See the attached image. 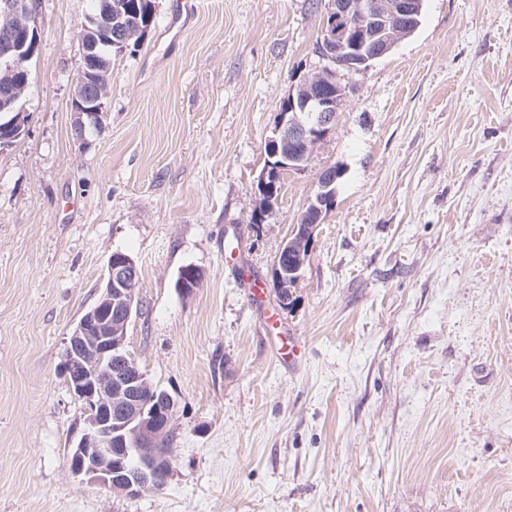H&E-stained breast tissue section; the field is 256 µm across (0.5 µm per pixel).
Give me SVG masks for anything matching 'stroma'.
I'll return each instance as SVG.
<instances>
[{
    "instance_id": "1",
    "label": "stroma",
    "mask_w": 512,
    "mask_h": 512,
    "mask_svg": "<svg viewBox=\"0 0 512 512\" xmlns=\"http://www.w3.org/2000/svg\"><path fill=\"white\" fill-rule=\"evenodd\" d=\"M34 2L26 131L0 148V512H512V0H424L412 35L344 73L259 225L322 8L194 0L176 37L156 0L82 140L90 0ZM327 167L336 201L284 310L275 256ZM116 252L140 270L128 347L177 403L172 474L135 497L72 471L85 412L62 370Z\"/></svg>"
}]
</instances>
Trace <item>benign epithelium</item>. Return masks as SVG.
<instances>
[{"label":"benign epithelium","mask_w":512,"mask_h":512,"mask_svg":"<svg viewBox=\"0 0 512 512\" xmlns=\"http://www.w3.org/2000/svg\"><path fill=\"white\" fill-rule=\"evenodd\" d=\"M423 0H327L323 37L314 52L323 62L288 92L279 111L274 136L268 140L269 161L260 178V221L278 191L282 176L304 169L315 147L336 121L346 87L338 73L361 71L388 55L418 25ZM128 9L127 0H102L100 12L83 24L78 37V76L71 110L76 127L84 134L90 122L107 114L112 67L104 63L99 46H131L132 31L114 26ZM40 34L34 24L30 0H0V71L10 79L3 92L0 147L22 136L26 115L23 99L30 85L26 67L37 52ZM336 169L316 175V190L303 215L278 253L291 256L290 267L274 264L273 278L280 303L288 305L291 279L300 276L321 216L335 202ZM139 270L125 253L112 255L100 286L99 297L80 318L66 346L63 368L68 384L85 406V430L73 447L74 471L84 473L113 493L135 497L154 487L159 472L170 476L173 449L158 444L171 436L175 401L167 393L153 395V386L127 346V328L136 300ZM201 276L184 269L179 288L190 292Z\"/></svg>","instance_id":"obj_1"}]
</instances>
